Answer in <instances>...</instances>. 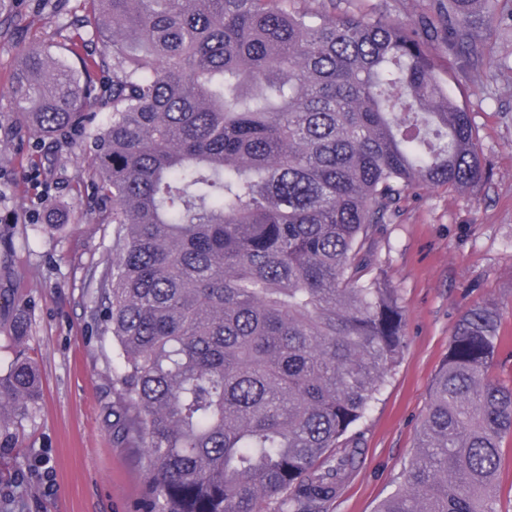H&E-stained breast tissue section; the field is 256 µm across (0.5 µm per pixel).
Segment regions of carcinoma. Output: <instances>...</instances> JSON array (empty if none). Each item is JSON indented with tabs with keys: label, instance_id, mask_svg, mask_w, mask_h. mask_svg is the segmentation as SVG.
<instances>
[{
	"label": "carcinoma",
	"instance_id": "cac0c4a2",
	"mask_svg": "<svg viewBox=\"0 0 512 512\" xmlns=\"http://www.w3.org/2000/svg\"><path fill=\"white\" fill-rule=\"evenodd\" d=\"M84 2L68 45L83 69L27 48L8 121L81 131L112 201L98 323L120 359L113 431L142 465L136 512H325L361 455L348 433L403 352L384 226L418 188L489 177L437 53L482 57L480 31L512 27V4L435 0L407 21L336 0ZM505 345L497 305L460 315L378 512H499ZM41 399L36 363L17 358L1 441Z\"/></svg>",
	"mask_w": 512,
	"mask_h": 512
}]
</instances>
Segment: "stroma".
Wrapping results in <instances>:
<instances>
[{"mask_svg":"<svg viewBox=\"0 0 512 512\" xmlns=\"http://www.w3.org/2000/svg\"><path fill=\"white\" fill-rule=\"evenodd\" d=\"M83 0H0V112L23 48L54 42L63 54ZM478 67L486 81L457 86L489 180L461 194L422 189L383 235L387 276L398 288L404 352L378 401L354 428L362 463L327 512H376L395 491L427 411L456 320L488 301L512 335V30L490 27ZM78 143L35 147L21 127L0 125V373L34 359L42 400L0 447V512H135L141 465L112 429L111 333L96 323L97 283L116 227Z\"/></svg>","mask_w":512,"mask_h":512,"instance_id":"obj_1","label":"stroma"}]
</instances>
